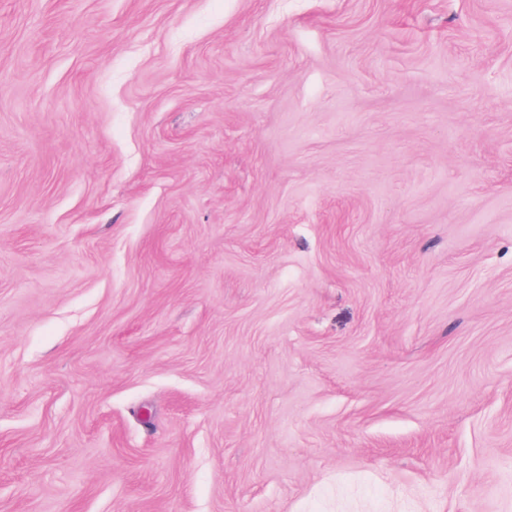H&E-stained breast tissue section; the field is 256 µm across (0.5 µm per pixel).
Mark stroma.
<instances>
[{"mask_svg": "<svg viewBox=\"0 0 512 512\" xmlns=\"http://www.w3.org/2000/svg\"><path fill=\"white\" fill-rule=\"evenodd\" d=\"M0 512H512V0H0Z\"/></svg>", "mask_w": 512, "mask_h": 512, "instance_id": "1", "label": "stroma"}]
</instances>
